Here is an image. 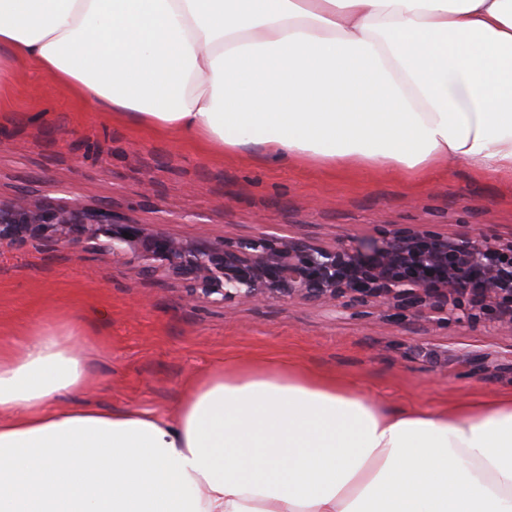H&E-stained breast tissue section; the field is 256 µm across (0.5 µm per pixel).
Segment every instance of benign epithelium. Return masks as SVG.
<instances>
[{"mask_svg":"<svg viewBox=\"0 0 512 512\" xmlns=\"http://www.w3.org/2000/svg\"><path fill=\"white\" fill-rule=\"evenodd\" d=\"M130 237H124V234ZM33 241L112 251L142 273L183 283L189 303L302 302L359 321L512 335V238L489 224L448 232L406 224L333 244L307 237L184 240L107 208L21 193L0 199V249Z\"/></svg>","mask_w":512,"mask_h":512,"instance_id":"obj_1","label":"benign epithelium"}]
</instances>
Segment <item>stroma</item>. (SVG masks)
I'll use <instances>...</instances> for the list:
<instances>
[{"instance_id":"1","label":"stroma","mask_w":512,"mask_h":512,"mask_svg":"<svg viewBox=\"0 0 512 512\" xmlns=\"http://www.w3.org/2000/svg\"><path fill=\"white\" fill-rule=\"evenodd\" d=\"M0 104V197L25 190L107 207L181 239L304 234L326 243L400 224H490L512 235V178L469 164L420 180L359 164L265 165L113 119L18 68ZM183 285L108 253L39 243L0 250V346L49 323L80 327L93 380L64 408H177L193 377L227 360L278 359L356 382L395 406L442 407L512 391V335L359 322L288 302L187 304Z\"/></svg>"}]
</instances>
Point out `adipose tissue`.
Returning <instances> with one entry per match:
<instances>
[{
    "mask_svg": "<svg viewBox=\"0 0 512 512\" xmlns=\"http://www.w3.org/2000/svg\"><path fill=\"white\" fill-rule=\"evenodd\" d=\"M24 64L265 163L512 175V0H0V85ZM24 348L0 352V512H512V391L392 409L228 361L171 413L64 411L80 352Z\"/></svg>",
    "mask_w": 512,
    "mask_h": 512,
    "instance_id": "obj_1",
    "label": "adipose tissue"
}]
</instances>
